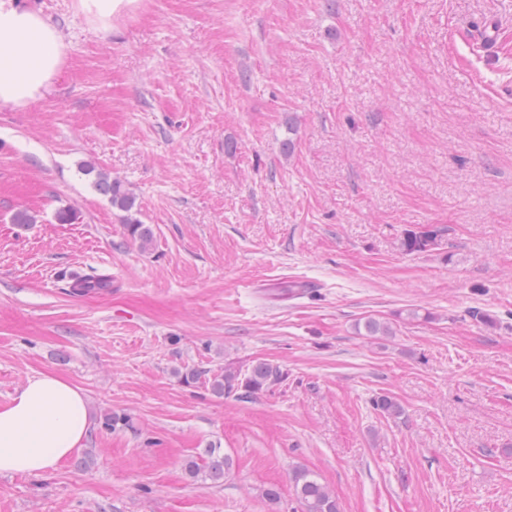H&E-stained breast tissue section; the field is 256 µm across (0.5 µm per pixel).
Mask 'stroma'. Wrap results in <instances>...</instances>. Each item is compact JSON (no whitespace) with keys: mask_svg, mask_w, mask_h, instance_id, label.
Segmentation results:
<instances>
[{"mask_svg":"<svg viewBox=\"0 0 512 512\" xmlns=\"http://www.w3.org/2000/svg\"><path fill=\"white\" fill-rule=\"evenodd\" d=\"M18 2L65 62L0 109V406L53 373L90 430L0 476V512H293L298 466L340 512H512V0H137L108 29ZM427 226L441 249L403 252ZM90 268L111 293L70 294ZM258 360L288 380L253 399L176 376ZM210 446L220 484L184 470ZM79 172L85 176L92 177L94 189L101 195L108 198L112 208L127 213L124 222L128 236L137 242L141 248H149L154 241V229L152 225L143 224L132 214L136 209L135 197L118 178H111L102 172L94 163L83 161L79 164ZM137 212V209H136Z\"/></svg>","mask_w":512,"mask_h":512,"instance_id":"1","label":"stroma"}]
</instances>
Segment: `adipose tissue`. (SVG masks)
<instances>
[{
    "label": "adipose tissue",
    "instance_id": "obj_1",
    "mask_svg": "<svg viewBox=\"0 0 512 512\" xmlns=\"http://www.w3.org/2000/svg\"><path fill=\"white\" fill-rule=\"evenodd\" d=\"M59 30L17 0H0V106L39 98L63 68ZM88 433L85 395L67 380L39 373L0 406V475L48 474Z\"/></svg>",
    "mask_w": 512,
    "mask_h": 512
}]
</instances>
